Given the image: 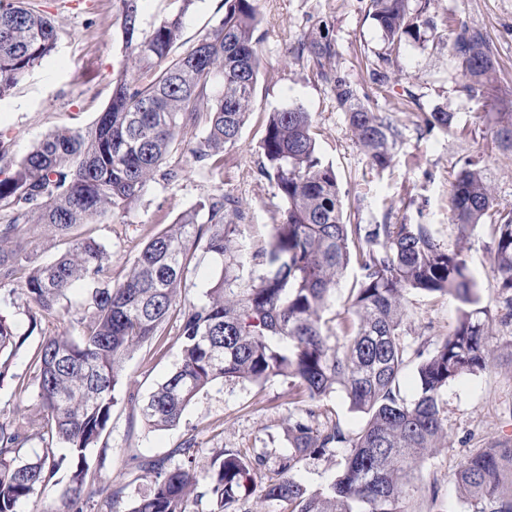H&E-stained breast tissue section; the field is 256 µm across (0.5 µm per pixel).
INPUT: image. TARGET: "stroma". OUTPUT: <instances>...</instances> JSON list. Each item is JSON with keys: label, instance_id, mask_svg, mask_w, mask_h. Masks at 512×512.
Returning a JSON list of instances; mask_svg holds the SVG:
<instances>
[{"label": "stroma", "instance_id": "stroma-1", "mask_svg": "<svg viewBox=\"0 0 512 512\" xmlns=\"http://www.w3.org/2000/svg\"><path fill=\"white\" fill-rule=\"evenodd\" d=\"M35 3L55 24L59 39L55 51L10 96L0 99V140L7 147L8 163L56 129L92 124L110 101L124 55L116 0ZM423 4L435 28H421L417 38L392 52L369 14V0H257L263 67L256 108L236 145L225 150L223 173L200 172L189 155L172 152L168 164L182 170L177 183L149 182L128 213L77 226L74 233L105 247L112 277L119 280L149 239L220 188L238 198L249 213L235 236L237 273L241 283H249L258 273L254 254L284 208L274 184L260 174L264 157L259 143L268 114L289 107L310 112L319 156L333 167L341 188L346 222L429 225L444 247L463 248L482 302L491 309L495 325L490 344L498 358L487 370L462 376L442 391L448 445L415 472L403 500L405 512H470L456 483L461 462L478 449L512 444V357L505 350L512 342V321L502 320L503 300L488 250L491 224L479 226L463 245L448 216L454 175L469 159L490 168L498 201L512 206V157L501 154L494 130L484 119L494 110L512 112V0H410L415 9ZM220 5V0H195L183 19V48L192 47L215 25ZM456 18L479 29L491 47L494 95L474 97L464 88L460 67L448 51ZM312 32L334 41L333 69L356 90L360 101L372 111L397 118L402 135L386 170L371 167L337 104L333 85L307 56L298 54L300 42ZM436 107L452 113L448 129L421 125L420 114ZM221 271V258L197 253L181 303H201ZM79 303L78 297H69L62 303L69 311L68 321L50 317L41 331L32 333L23 299L0 291V310L12 316L21 341L12 359V377L0 384V411L32 403L31 357L44 337L71 332L73 320L81 315ZM406 306L403 340L414 347L433 348L453 331L459 315L456 300L419 291L407 292ZM178 327V320L170 319L158 341L142 346L127 361L110 423L88 454L91 476L104 484L127 479L131 457L163 456L188 438L195 441L199 463L210 462L216 450L226 448L262 455L264 474L274 475L289 451L286 426L295 410L289 385L281 378L261 385L219 383L187 407L176 427L151 431L141 424L127 397H146L175 367ZM345 455L339 448L329 457L306 458L299 462L295 477L308 491L325 488L340 475Z\"/></svg>", "mask_w": 512, "mask_h": 512}]
</instances>
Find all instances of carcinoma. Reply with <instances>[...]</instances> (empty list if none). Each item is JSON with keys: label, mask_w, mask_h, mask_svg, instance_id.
I'll list each match as a JSON object with an SVG mask.
<instances>
[{"label": "carcinoma", "mask_w": 512, "mask_h": 512, "mask_svg": "<svg viewBox=\"0 0 512 512\" xmlns=\"http://www.w3.org/2000/svg\"><path fill=\"white\" fill-rule=\"evenodd\" d=\"M143 27L140 0H118L125 46L123 72L112 97L92 125L46 135L19 160L0 167V290L21 291L29 332L59 313L60 300L84 286V313L77 338L47 337L33 364L36 403L0 413V512L43 493L54 476L53 446L70 451V486L53 512H190L208 499V512H238L241 493L259 492L279 512H404L408 478L436 448L448 444L441 392L465 374L487 369L492 350L490 309L463 250H449L426 224H348L333 168L318 155L313 119L301 108L269 114L260 149L261 174L284 201L279 223L255 254L262 266L244 286L235 273L234 237L248 214L239 200L213 194L199 208L182 213L152 237L128 274L112 281L109 255L90 237L71 235L80 224L125 212L147 182L167 184L180 173L164 167L187 128L204 127L205 137L188 149L214 173L224 169V150L235 146L255 106L261 67L256 0H222L223 14L190 49L175 53L183 17L194 0ZM370 14L389 45L397 47L434 27L425 8L409 0H370ZM52 22L27 0H0V100L57 47ZM302 50L321 74L335 83L336 99L370 163L390 167L400 132L395 119L363 106L354 89L325 70L336 56L328 37L311 32ZM450 51L467 90L484 94L496 69L480 31L457 25ZM220 81L213 93L211 85ZM498 148L512 155V112H490ZM452 114L441 107L424 114L430 129H446ZM493 226V275L512 309V208L500 206L491 171L467 162L452 182L450 223L459 239L475 228ZM44 229L67 240L68 248L46 267H27L21 242ZM218 256L222 273L201 304L180 305L179 295L197 251ZM360 277L350 288L351 321L335 332L322 313L351 262ZM29 268L21 288L18 274ZM418 290L459 303L454 331L430 352L410 350L402 341L408 318L405 293ZM177 317V367L139 405L144 425L167 429L179 424L191 402L217 382L262 384L282 377L303 396L288 420L290 453L277 477H262L263 458L220 449L199 466L192 442L166 457L133 458L132 471L149 481L135 495L130 483L101 486L88 479V451L111 420L114 392L124 366L145 343L163 334ZM10 315L0 311V383L17 350ZM415 364L417 398L400 396L399 378ZM342 394L364 418L359 431L320 422L321 402ZM37 431L46 452L34 460L21 452ZM348 449L342 474L327 489L309 493L292 475L304 457ZM179 456L181 462L171 460ZM470 512H512V446L497 444L467 456L456 474Z\"/></svg>", "instance_id": "cac0c4a2"}]
</instances>
